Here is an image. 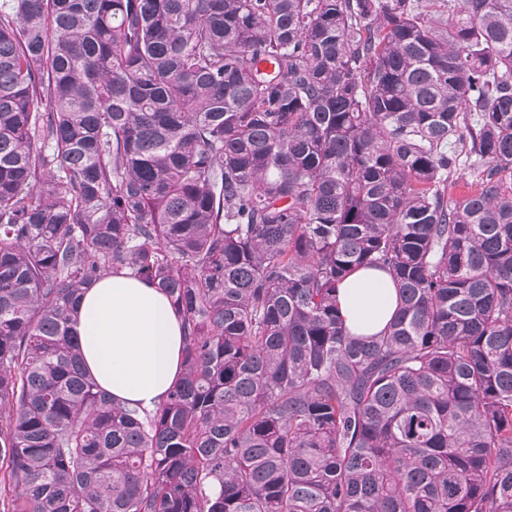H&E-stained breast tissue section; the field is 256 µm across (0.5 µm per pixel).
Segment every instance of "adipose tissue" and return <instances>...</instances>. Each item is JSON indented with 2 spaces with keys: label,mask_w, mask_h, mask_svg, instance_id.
Returning <instances> with one entry per match:
<instances>
[{
  "label": "adipose tissue",
  "mask_w": 512,
  "mask_h": 512,
  "mask_svg": "<svg viewBox=\"0 0 512 512\" xmlns=\"http://www.w3.org/2000/svg\"><path fill=\"white\" fill-rule=\"evenodd\" d=\"M337 300L356 336L379 333L397 308L394 283L380 269L352 273L339 285ZM73 328L87 371L119 400L153 408L180 378L181 318L145 281L125 273L101 276L82 294Z\"/></svg>",
  "instance_id": "obj_1"
}]
</instances>
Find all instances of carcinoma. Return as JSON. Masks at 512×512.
Here are the masks:
<instances>
[{
	"mask_svg": "<svg viewBox=\"0 0 512 512\" xmlns=\"http://www.w3.org/2000/svg\"><path fill=\"white\" fill-rule=\"evenodd\" d=\"M121 272L151 410L73 334ZM0 512H512V0H3ZM337 300L353 335L373 336L388 323L397 308L390 275L380 269H359L338 287ZM74 331L85 368L115 398L147 409L179 380L180 316L167 296L127 273H108L84 290Z\"/></svg>",
	"mask_w": 512,
	"mask_h": 512,
	"instance_id": "carcinoma-1",
	"label": "carcinoma"
}]
</instances>
